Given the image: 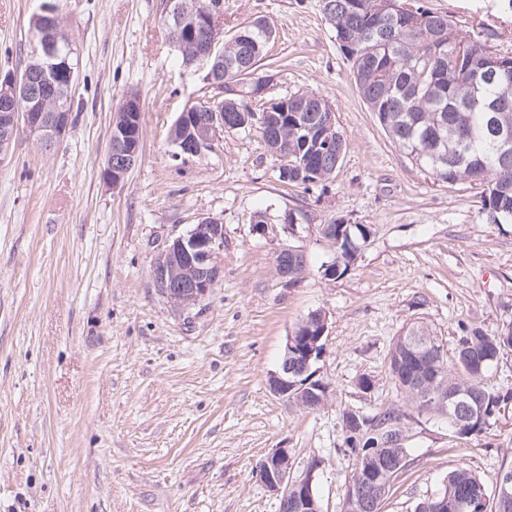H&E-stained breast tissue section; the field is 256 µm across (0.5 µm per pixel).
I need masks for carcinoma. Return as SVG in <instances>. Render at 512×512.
Masks as SVG:
<instances>
[{
  "label": "carcinoma",
  "instance_id": "carcinoma-1",
  "mask_svg": "<svg viewBox=\"0 0 512 512\" xmlns=\"http://www.w3.org/2000/svg\"><path fill=\"white\" fill-rule=\"evenodd\" d=\"M336 13L328 17L336 38L345 43V59L353 82L367 109L373 112L391 142L416 166L450 186L467 183L479 189V213L498 216V223L512 224V160L499 158L497 143L486 133L488 106L509 100L512 121V55L501 54L480 38L466 37L447 14L416 7L424 24L410 27L405 16L384 18L379 0H335ZM248 38L224 47V77L234 83L248 79L234 63L244 57L254 74L264 66L266 28L253 22L242 26ZM496 68L498 77L474 82L476 74ZM224 111L233 122L244 124L248 100L234 97ZM448 151V164L435 163L432 149ZM280 149L291 165L290 172L305 167L309 174L299 184L309 186L330 179L333 167L316 159L306 145L305 131L288 116L281 130ZM369 229L354 224L342 232L338 246L341 271L345 259L357 255ZM432 338L426 346L415 345L412 336ZM512 347V323L490 334L464 325L448 358L443 338L425 322L396 337L388 355L389 372L405 404L419 415L441 416L444 403L457 397L465 402L461 415L448 414V433L464 440L488 433L502 408L512 401V392H501L486 382L495 358ZM411 416L400 406L390 405L373 413L354 408L341 412L343 445L352 459L344 512H362L357 485L365 479L373 484L376 512L407 469L409 446L387 447L385 434L391 427L409 424ZM507 484V492L498 485ZM474 507L460 509L463 504ZM412 512H512V468L498 473L489 486L465 467L454 469L441 486L417 500Z\"/></svg>",
  "mask_w": 512,
  "mask_h": 512
}]
</instances>
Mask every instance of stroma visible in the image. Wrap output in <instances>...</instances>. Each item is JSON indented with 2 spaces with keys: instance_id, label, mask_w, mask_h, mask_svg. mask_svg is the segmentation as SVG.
<instances>
[{
  "instance_id": "35a3bbf8",
  "label": "stroma",
  "mask_w": 512,
  "mask_h": 512,
  "mask_svg": "<svg viewBox=\"0 0 512 512\" xmlns=\"http://www.w3.org/2000/svg\"><path fill=\"white\" fill-rule=\"evenodd\" d=\"M49 1L80 51L76 120L51 150L20 134L0 164V512H278L256 467L280 447L299 471L320 460L324 512H342L351 459L340 411L396 402L388 353L411 323L452 345L460 323L496 333L512 322V224L491 223L468 186L435 180L392 144L357 95L321 0H224L225 34L257 17L275 30L272 96L309 89L333 105L346 152L309 187L280 180L254 131L173 159L179 113L214 91L169 44L166 0H0V73L22 71ZM416 2L467 36L492 25L490 46L512 55V0ZM130 92L142 103L140 153L115 189L104 176L109 130ZM208 216L224 224L223 274L183 311L159 294L151 264ZM339 219L370 234L347 273L326 280L318 268L333 247L321 228ZM285 245L309 261L289 288L276 273ZM318 309L329 314L318 367L331 395L306 411L268 379ZM410 426L409 466L382 512H410L456 467L490 482L512 466V402L466 440L426 415Z\"/></svg>"
}]
</instances>
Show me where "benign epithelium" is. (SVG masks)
<instances>
[{"label": "benign epithelium", "instance_id": "1", "mask_svg": "<svg viewBox=\"0 0 512 512\" xmlns=\"http://www.w3.org/2000/svg\"><path fill=\"white\" fill-rule=\"evenodd\" d=\"M169 41L191 54L192 63L207 71L206 81L216 94L202 102L193 112H182L177 121L182 126H194L191 137L174 142L172 157L186 161L200 157L210 150L232 124V117L224 113L226 97L236 94L237 85L224 83L213 76L214 67L224 63V2L200 14L188 12L183 0H167L165 12ZM60 23L57 10L50 4L36 15L32 40L41 46L43 65L23 76L15 73L0 74V163L8 159L18 129L25 128L46 149L56 146L71 126V113L60 104L71 89L77 65L71 53L63 51L59 41L51 38V28ZM274 75L263 74L253 83L250 102L262 99V108L253 111V128L273 136L267 125V114L281 113V122H288V97L266 98ZM27 89L29 101L54 105L51 112H22L17 108L18 85ZM142 105L136 94L128 95L121 104V112L113 127L117 136L116 147L111 150L105 166V176L117 188L135 166L139 158L142 136L140 116ZM502 113H491L489 130L498 140L501 159L512 158V126L501 120ZM311 137L319 153L327 162L336 165L342 157L337 148L336 125L333 113L322 116L311 130ZM224 252V224L219 217L208 216L187 234L168 240L159 249L152 266L151 276L160 294L184 310L198 306L212 291L222 275L220 255ZM316 338L302 347L295 336L286 339L285 355L278 371L270 376L269 386L278 397L288 395L302 382L309 385L316 376L311 374L312 360L323 357L325 349L318 347L328 329V315L318 311L315 325ZM318 466L298 474L286 448H273L262 459L257 476L280 503V512H323L322 504L308 495Z\"/></svg>", "mask_w": 512, "mask_h": 512}]
</instances>
